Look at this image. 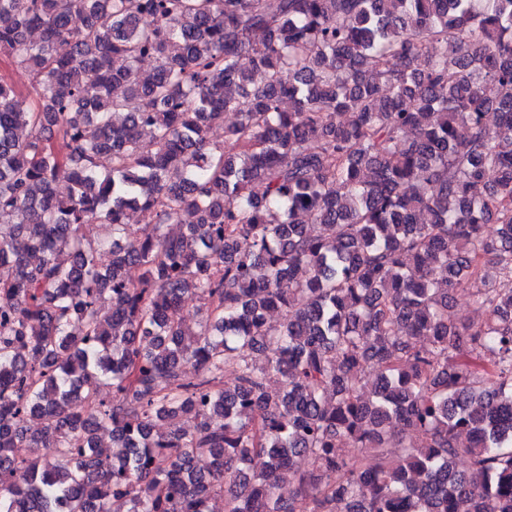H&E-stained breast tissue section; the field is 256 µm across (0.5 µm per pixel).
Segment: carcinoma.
<instances>
[{
    "label": "carcinoma",
    "instance_id": "1",
    "mask_svg": "<svg viewBox=\"0 0 512 512\" xmlns=\"http://www.w3.org/2000/svg\"><path fill=\"white\" fill-rule=\"evenodd\" d=\"M0 62V512H512V0H0Z\"/></svg>",
    "mask_w": 512,
    "mask_h": 512
}]
</instances>
